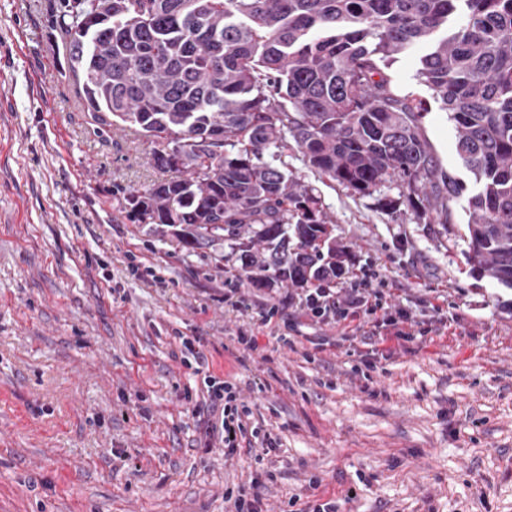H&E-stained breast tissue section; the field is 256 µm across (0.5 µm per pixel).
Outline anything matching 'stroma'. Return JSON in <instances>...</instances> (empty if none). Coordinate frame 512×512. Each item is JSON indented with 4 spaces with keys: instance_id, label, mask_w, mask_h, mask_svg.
Instances as JSON below:
<instances>
[{
    "instance_id": "stroma-1",
    "label": "stroma",
    "mask_w": 512,
    "mask_h": 512,
    "mask_svg": "<svg viewBox=\"0 0 512 512\" xmlns=\"http://www.w3.org/2000/svg\"><path fill=\"white\" fill-rule=\"evenodd\" d=\"M426 51L387 67L391 89L425 100L422 131L465 180L455 126L415 77ZM153 148L76 95L51 0H0V512H224L255 470L205 435L209 375L277 442L268 512H512V289L473 272L466 198L444 226L400 182L362 196L284 151L350 273L378 270L413 322L436 301L448 320L368 365L336 324L295 316L302 289L252 287L225 245L190 255L128 215L125 195L164 178ZM230 287L250 309L225 303ZM264 304L280 310L267 325ZM186 339L207 372L182 365Z\"/></svg>"
}]
</instances>
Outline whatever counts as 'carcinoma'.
Here are the masks:
<instances>
[{"mask_svg": "<svg viewBox=\"0 0 512 512\" xmlns=\"http://www.w3.org/2000/svg\"><path fill=\"white\" fill-rule=\"evenodd\" d=\"M87 109L153 139L179 176L125 201L188 254L216 242L256 288H329L346 272L291 136L320 175L370 195L397 180L416 211L469 193L472 269L512 289V0H58ZM418 44L419 81L455 125L472 188L443 171L380 64Z\"/></svg>", "mask_w": 512, "mask_h": 512, "instance_id": "carcinoma-1", "label": "carcinoma"}]
</instances>
